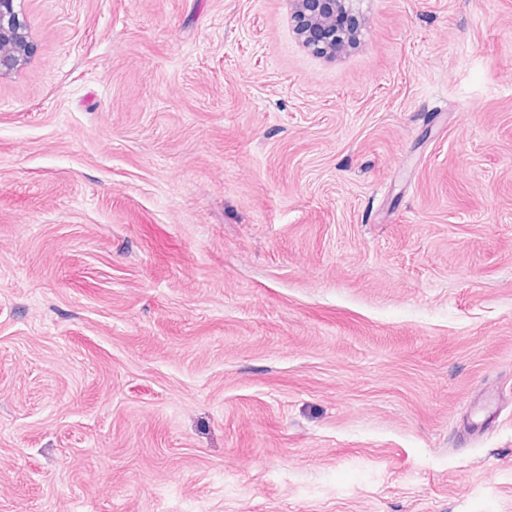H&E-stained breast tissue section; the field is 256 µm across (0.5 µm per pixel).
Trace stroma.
<instances>
[{
	"mask_svg": "<svg viewBox=\"0 0 512 512\" xmlns=\"http://www.w3.org/2000/svg\"><path fill=\"white\" fill-rule=\"evenodd\" d=\"M0 512H512V0H17ZM296 31L303 44L318 54L336 53L348 45L353 33V0H289ZM346 19V22H342Z\"/></svg>",
	"mask_w": 512,
	"mask_h": 512,
	"instance_id": "35a3bbf8",
	"label": "stroma"
}]
</instances>
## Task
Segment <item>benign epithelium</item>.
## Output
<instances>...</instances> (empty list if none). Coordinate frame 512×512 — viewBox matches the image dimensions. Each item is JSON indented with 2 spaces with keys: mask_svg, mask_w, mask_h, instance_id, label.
Here are the masks:
<instances>
[{
  "mask_svg": "<svg viewBox=\"0 0 512 512\" xmlns=\"http://www.w3.org/2000/svg\"><path fill=\"white\" fill-rule=\"evenodd\" d=\"M16 0H0V78L16 72L31 54L28 28L20 19ZM353 0H289L303 44L318 54L335 53L348 45L353 33Z\"/></svg>",
  "mask_w": 512,
  "mask_h": 512,
  "instance_id": "benign-epithelium-1",
  "label": "benign epithelium"
}]
</instances>
